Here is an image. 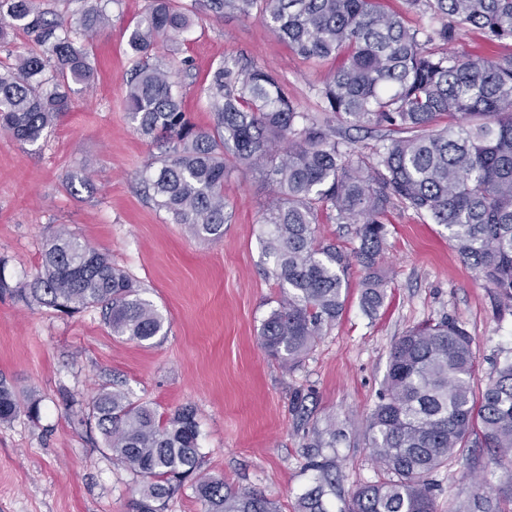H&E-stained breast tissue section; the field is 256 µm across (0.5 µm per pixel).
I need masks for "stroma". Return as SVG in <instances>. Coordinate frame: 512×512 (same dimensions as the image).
<instances>
[{"instance_id": "1", "label": "stroma", "mask_w": 512, "mask_h": 512, "mask_svg": "<svg viewBox=\"0 0 512 512\" xmlns=\"http://www.w3.org/2000/svg\"><path fill=\"white\" fill-rule=\"evenodd\" d=\"M145 5H113L94 42L90 93L75 94L47 136L26 144L0 131V273L12 285L33 280L47 229L66 226L137 280L167 318L168 333L141 343L113 335L99 309L65 314L0 294V378L20 400L40 401L38 418L21 413L0 423V512H133L135 478L82 420L103 386L163 416L193 408L201 475L298 512L314 464H323L336 479L326 506L346 512L357 487L383 477L367 419L395 340L413 326L455 319L473 338L481 390L495 366L512 358V307L500 305L492 285L460 260L442 225L396 204L386 216L379 311H363V273L353 266L340 318L303 360L290 368L269 357L259 332L282 290L267 274L260 236L274 183L256 170L230 169L218 241L193 236L144 193L142 172L158 150L132 128L125 95L127 36ZM156 54L176 67L190 59L176 92L199 127L212 124L202 89L223 61L270 68L300 111L327 118L318 91L337 60H305L260 17L216 19L198 10L191 29L177 42L159 41ZM69 174L87 177L90 190L71 195ZM331 422L334 445L309 447ZM511 476L512 464L497 463L487 449H464L431 476L436 512H458L478 499L512 512V499L499 492Z\"/></svg>"}]
</instances>
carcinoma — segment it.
<instances>
[{
    "label": "carcinoma",
    "mask_w": 512,
    "mask_h": 512,
    "mask_svg": "<svg viewBox=\"0 0 512 512\" xmlns=\"http://www.w3.org/2000/svg\"><path fill=\"white\" fill-rule=\"evenodd\" d=\"M195 2L147 0L127 38L134 64L126 111L134 130L160 148L143 177L156 208L200 238L224 236L228 163L268 168L278 197L262 217L261 245L283 292L259 333L271 358L299 363L336 322L354 261L364 271L363 308L382 306L384 219L396 201L444 226L462 261L512 307V52L462 57L430 48L453 43L467 27L512 43V0H407L439 22L430 29L406 26L381 0H206L217 19L226 11L246 18L259 12L306 60L341 57L319 95L333 116L388 131L373 163L336 140L330 124L299 111L262 66L216 65L204 89L213 123L202 129L192 122L173 92L180 70L154 60V50L160 39L191 28ZM111 4L83 0L67 24L37 0H0V15L34 44L0 61L1 131L33 144L71 110L74 86L94 81V39ZM324 209L357 225L354 255L321 239ZM4 291L66 314L98 307L115 336L147 342L166 335L165 317L137 282L69 229L46 233L33 281L12 287L0 273ZM476 372L472 337L452 319L418 325L395 341L367 426L373 459L387 478L358 488L349 512H435L431 475L472 438L500 458L512 456V360L495 369L478 398ZM21 412L39 417L40 402L21 404L0 380V422ZM88 419L113 458L140 479L135 512H165L192 476L203 512H280L264 495L197 476L202 456L190 407L163 417L103 386ZM332 485L329 469L319 468L300 512H328L324 497Z\"/></svg>",
    "instance_id": "obj_1"
}]
</instances>
